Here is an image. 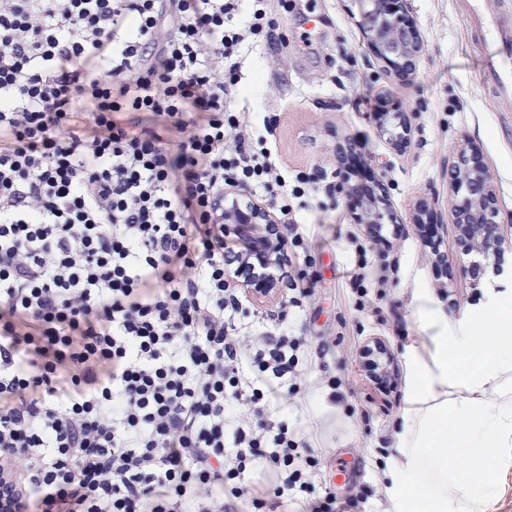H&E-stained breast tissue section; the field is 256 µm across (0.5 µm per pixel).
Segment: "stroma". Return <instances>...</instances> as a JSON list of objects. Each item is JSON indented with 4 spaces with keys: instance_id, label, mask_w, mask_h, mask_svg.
Returning <instances> with one entry per match:
<instances>
[{
    "instance_id": "obj_1",
    "label": "stroma",
    "mask_w": 512,
    "mask_h": 512,
    "mask_svg": "<svg viewBox=\"0 0 512 512\" xmlns=\"http://www.w3.org/2000/svg\"><path fill=\"white\" fill-rule=\"evenodd\" d=\"M410 10L424 48L413 73L401 76L370 51L357 0H299L292 12L276 9L274 42L244 50L242 82L249 90L238 103L287 178L303 172L317 180L314 192L289 200L306 224V248L289 249L288 281L312 290L297 331L312 347L326 348L327 373L340 386H310L311 445L321 457V481L341 499L370 487L374 512H389L384 472L405 404V354L420 334L413 290L429 289L458 317L482 302L488 288H512L510 250L483 262L475 286L461 274L445 276L431 260L435 251L457 254L448 174L463 142L480 146L501 218L512 221V99L485 83L488 46L466 23L463 0H411ZM394 109L411 122V143L402 152L376 121ZM266 111L277 115L270 129L262 123ZM346 138L356 146L352 179H381L400 219L383 225L379 244L363 255L356 245L367 242L366 226L355 223L351 202L330 190L340 172L336 145ZM422 199L434 218L421 226L411 218ZM362 261L383 280L359 311L346 272ZM376 340L393 354L381 381L369 377L361 356Z\"/></svg>"
}]
</instances>
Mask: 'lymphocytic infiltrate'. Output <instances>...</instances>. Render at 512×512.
Masks as SVG:
<instances>
[{
  "label": "lymphocytic infiltrate",
  "mask_w": 512,
  "mask_h": 512,
  "mask_svg": "<svg viewBox=\"0 0 512 512\" xmlns=\"http://www.w3.org/2000/svg\"><path fill=\"white\" fill-rule=\"evenodd\" d=\"M240 2L0 0V512H366L268 412L315 351L237 322L215 199L312 190L234 108Z\"/></svg>",
  "instance_id": "f902f5d3"
}]
</instances>
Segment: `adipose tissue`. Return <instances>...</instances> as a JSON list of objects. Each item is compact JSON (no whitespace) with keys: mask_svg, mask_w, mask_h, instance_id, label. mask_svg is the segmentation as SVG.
Wrapping results in <instances>:
<instances>
[{"mask_svg":"<svg viewBox=\"0 0 512 512\" xmlns=\"http://www.w3.org/2000/svg\"><path fill=\"white\" fill-rule=\"evenodd\" d=\"M422 336L406 355V401L389 469L392 512H489L512 464V289L461 319L413 293Z\"/></svg>","mask_w":512,"mask_h":512,"instance_id":"ef3b65f1","label":"adipose tissue"}]
</instances>
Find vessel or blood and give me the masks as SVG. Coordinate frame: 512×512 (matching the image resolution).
<instances>
[{
	"mask_svg": "<svg viewBox=\"0 0 512 512\" xmlns=\"http://www.w3.org/2000/svg\"><path fill=\"white\" fill-rule=\"evenodd\" d=\"M466 19L488 40L491 53L484 62L486 81L504 96L512 95V28L497 18L485 17L483 0H469Z\"/></svg>",
	"mask_w": 512,
	"mask_h": 512,
	"instance_id": "1",
	"label": "vessel or blood"
}]
</instances>
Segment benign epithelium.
<instances>
[{
    "instance_id": "1",
    "label": "benign epithelium",
    "mask_w": 512,
    "mask_h": 512,
    "mask_svg": "<svg viewBox=\"0 0 512 512\" xmlns=\"http://www.w3.org/2000/svg\"><path fill=\"white\" fill-rule=\"evenodd\" d=\"M358 2L362 4L359 25L376 58L402 76L410 74L422 52V41L408 0ZM378 123L389 133L394 150L401 152L408 147V113L381 112ZM335 189L356 202L357 223L367 224L374 231L383 224L399 223L380 181L374 180L367 187L352 181L345 172ZM448 189L460 253L473 257L459 270L475 286L479 280L475 258H496L504 249H512V236L505 233L500 221L496 188L478 145L468 142L458 149ZM214 209L224 227L247 242L245 254L230 260L235 265L234 285L244 289L257 304L276 299L285 278L286 241L269 207L233 187L215 200Z\"/></svg>"
}]
</instances>
